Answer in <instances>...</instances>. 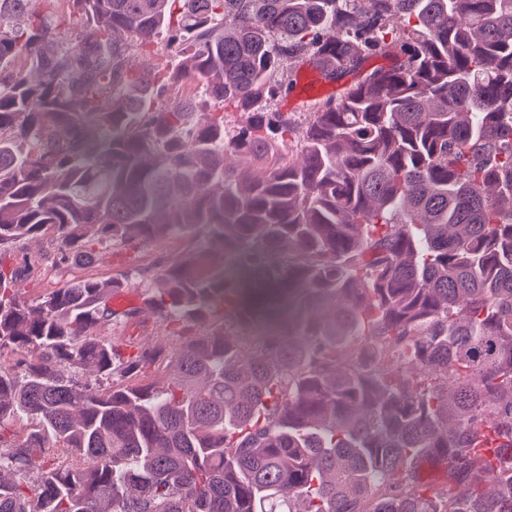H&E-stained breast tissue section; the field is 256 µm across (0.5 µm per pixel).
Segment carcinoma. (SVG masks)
Listing matches in <instances>:
<instances>
[{
  "label": "carcinoma",
  "instance_id": "cac0c4a2",
  "mask_svg": "<svg viewBox=\"0 0 512 512\" xmlns=\"http://www.w3.org/2000/svg\"><path fill=\"white\" fill-rule=\"evenodd\" d=\"M29 2L0 0V512H512V0ZM303 66L358 80L301 120ZM47 233L57 267L215 259L27 299ZM132 279L208 330L117 347ZM257 294L285 321L245 350ZM56 247L57 244L53 235L47 234L38 240L27 243L25 248L20 250L18 261L24 257L41 261L35 273L19 283L20 293L23 297L33 299L47 288L55 287L57 283L81 277L88 272L106 278L126 271L133 263L141 266L150 264L158 256L164 255L169 251H181L185 247V242L181 239L173 238L161 242L148 243L142 248L135 259L119 246L114 248L109 246L103 250L97 266L92 270H86L81 267L63 270L55 268L52 260L47 259V257L53 255Z\"/></svg>",
  "mask_w": 512,
  "mask_h": 512
}]
</instances>
